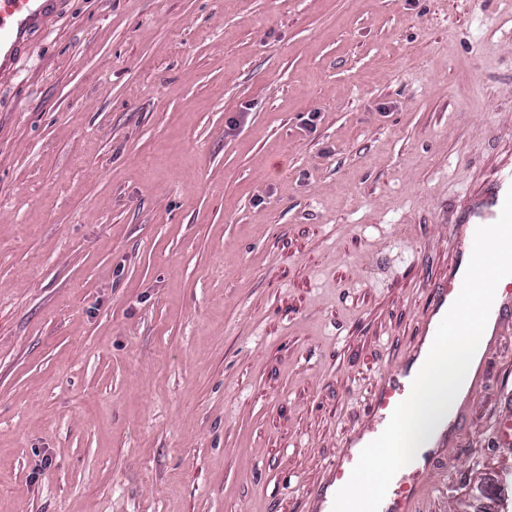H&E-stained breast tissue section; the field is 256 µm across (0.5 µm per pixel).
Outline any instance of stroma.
<instances>
[{
  "mask_svg": "<svg viewBox=\"0 0 512 512\" xmlns=\"http://www.w3.org/2000/svg\"><path fill=\"white\" fill-rule=\"evenodd\" d=\"M512 154V0H61L0 80V512H307ZM420 512H512V331Z\"/></svg>",
  "mask_w": 512,
  "mask_h": 512,
  "instance_id": "stroma-1",
  "label": "stroma"
}]
</instances>
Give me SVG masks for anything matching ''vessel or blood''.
I'll use <instances>...</instances> for the list:
<instances>
[{
    "mask_svg": "<svg viewBox=\"0 0 512 512\" xmlns=\"http://www.w3.org/2000/svg\"><path fill=\"white\" fill-rule=\"evenodd\" d=\"M58 0H0V78L13 75L16 63L30 36L40 30L53 13ZM512 189V158L503 157L492 176L467 192L452 216L455 228V253L448 277L432 285L431 302L418 321L420 338L396 367L381 378L364 422L348 433L327 479L309 494V512H333L337 491L350 479L361 450L376 439L387 426L395 407L406 399L412 381L422 367L437 328L459 295L473 250L477 227L496 222L508 190ZM512 329V289L496 295L485 328L490 338H498L504 329ZM455 415L444 425L431 449L415 457L392 479L379 512H416L420 492L436 460L444 456L449 433L462 422Z\"/></svg>",
    "mask_w": 512,
    "mask_h": 512,
    "instance_id": "b4317fda",
    "label": "vessel or blood"
}]
</instances>
